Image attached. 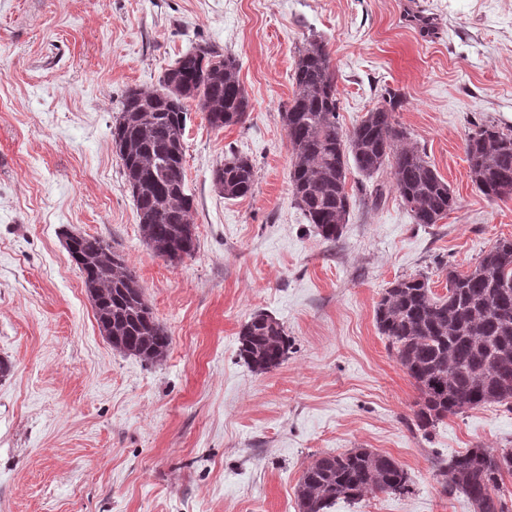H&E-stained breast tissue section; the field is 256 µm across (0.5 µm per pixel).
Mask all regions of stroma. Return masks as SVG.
<instances>
[{"mask_svg": "<svg viewBox=\"0 0 512 512\" xmlns=\"http://www.w3.org/2000/svg\"><path fill=\"white\" fill-rule=\"evenodd\" d=\"M311 37L330 53L344 129L399 95L396 120L456 201L439 223H414L387 168L349 170L336 242L297 207L282 114ZM204 43L236 57L251 110L219 131L188 103L198 247L172 264L143 242L111 130L126 89L155 88ZM483 123L512 130V0H0V512H297L312 457L351 448L391 455L412 489L332 512H473L442 494L435 461L512 447V412L412 431L419 393L375 307L418 274L446 295L449 269L512 238V199L469 177L465 140ZM230 148L255 166L252 196L213 184ZM378 184L375 206L364 193ZM68 232L111 242L135 270L172 338L162 361L101 335ZM259 313L290 341L262 375L239 356Z\"/></svg>", "mask_w": 512, "mask_h": 512, "instance_id": "35a3bbf8", "label": "stroma"}]
</instances>
